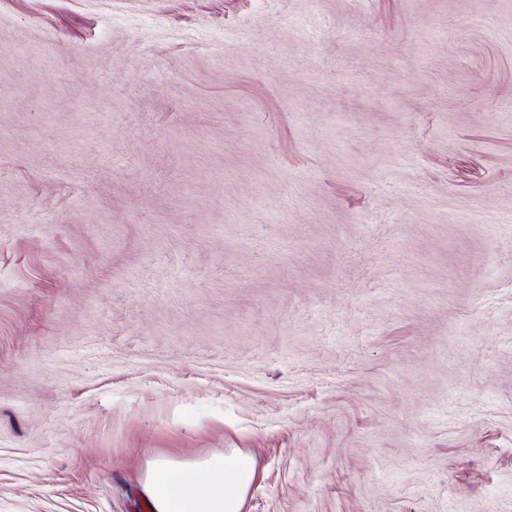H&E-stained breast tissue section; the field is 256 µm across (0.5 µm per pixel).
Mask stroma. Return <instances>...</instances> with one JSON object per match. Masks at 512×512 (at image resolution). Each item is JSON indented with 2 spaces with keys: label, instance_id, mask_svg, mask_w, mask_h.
Listing matches in <instances>:
<instances>
[{
  "label": "stroma",
  "instance_id": "1",
  "mask_svg": "<svg viewBox=\"0 0 512 512\" xmlns=\"http://www.w3.org/2000/svg\"><path fill=\"white\" fill-rule=\"evenodd\" d=\"M512 512V0H0V512ZM257 460L239 448L193 461L153 460L142 492L152 512H242Z\"/></svg>",
  "mask_w": 512,
  "mask_h": 512
}]
</instances>
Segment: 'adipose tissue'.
I'll list each match as a JSON object with an SVG mask.
<instances>
[{"label":"adipose tissue","mask_w":512,"mask_h":512,"mask_svg":"<svg viewBox=\"0 0 512 512\" xmlns=\"http://www.w3.org/2000/svg\"><path fill=\"white\" fill-rule=\"evenodd\" d=\"M257 460L238 448L192 461L154 460L142 492L153 512H243Z\"/></svg>","instance_id":"1"}]
</instances>
